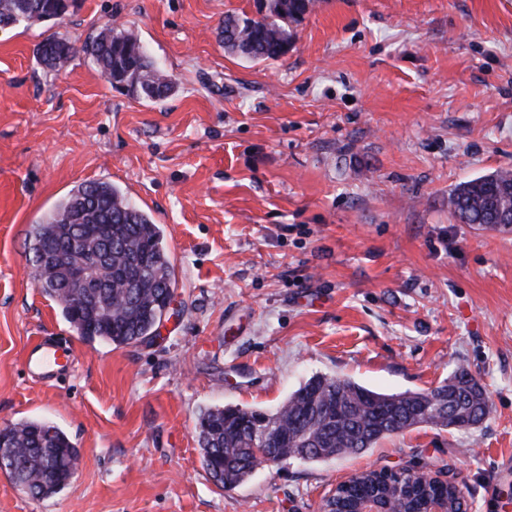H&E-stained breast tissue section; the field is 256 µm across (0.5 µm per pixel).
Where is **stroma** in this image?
Here are the masks:
<instances>
[{
	"mask_svg": "<svg viewBox=\"0 0 512 512\" xmlns=\"http://www.w3.org/2000/svg\"><path fill=\"white\" fill-rule=\"evenodd\" d=\"M255 0H76L63 21L0 30V426L46 420L76 444L40 500L0 471V512H322L367 470H422L467 512H512V231L459 223L458 184L512 171V0H316L288 53L245 61L219 40ZM107 23L142 41L175 90L112 88L76 54ZM111 183L160 224L175 305L153 341L84 340L36 288L26 237L74 187ZM73 369L23 367L41 337ZM489 415L424 424L363 453L205 472L201 411L276 409L323 374L382 393L458 370ZM76 51L69 41L51 36L37 46L36 55L41 63L58 71L69 63Z\"/></svg>",
	"mask_w": 512,
	"mask_h": 512,
	"instance_id": "obj_1",
	"label": "stroma"
}]
</instances>
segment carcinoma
Wrapping results in <instances>:
<instances>
[{"label": "carcinoma", "instance_id": "1", "mask_svg": "<svg viewBox=\"0 0 512 512\" xmlns=\"http://www.w3.org/2000/svg\"><path fill=\"white\" fill-rule=\"evenodd\" d=\"M256 17L224 16L219 38L224 48L251 60L285 56L293 34L290 24L311 11L314 0H264ZM63 0H0V28H14L64 19ZM81 51L100 69L112 87L133 96L161 101L175 90L171 75L154 66L145 47L120 25L106 24L80 48L51 36L36 49L38 60L60 70ZM494 184L476 178L456 186L448 208L463 224L512 230L498 220L500 198ZM78 242L76 257L99 260L97 277L104 288L70 286V268L57 250ZM29 260L42 263L36 287L79 328L81 337L115 346H129L156 335L165 299L176 287L170 255L160 225L154 223L120 189L107 182L83 183L28 233ZM490 407L479 383L466 371L455 372L431 391L379 393L350 379L314 375L274 411L226 405L205 410L197 438L202 465L220 488L245 482L262 464L300 457L323 461L359 453L385 437L422 424L468 429L480 424ZM260 417L271 426L273 446L256 448L249 430ZM12 461L4 467L12 482L33 498L50 496L70 480L79 458L76 445L59 427L25 420L11 428ZM461 489L433 480L423 471L396 484L369 470L351 477L325 502L331 512H353L357 503L373 498L399 501L404 512H417L428 501L448 499L460 512Z\"/></svg>", "mask_w": 512, "mask_h": 512}]
</instances>
